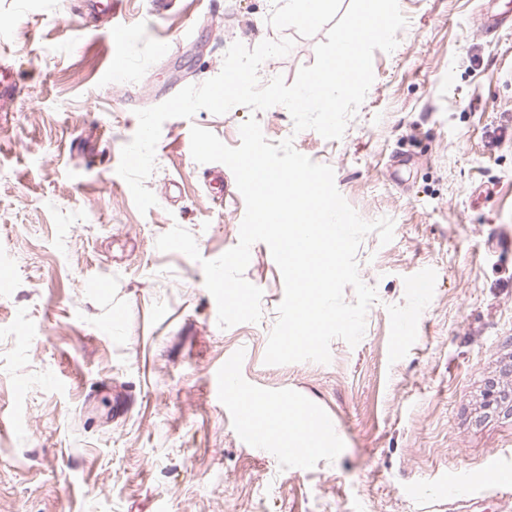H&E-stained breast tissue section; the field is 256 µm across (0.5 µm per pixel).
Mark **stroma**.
<instances>
[{"label": "stroma", "mask_w": 512, "mask_h": 512, "mask_svg": "<svg viewBox=\"0 0 512 512\" xmlns=\"http://www.w3.org/2000/svg\"><path fill=\"white\" fill-rule=\"evenodd\" d=\"M198 2L154 18L150 0H0L19 87L0 112V512H512L493 477L512 470V409L486 406L490 380L512 389V253L496 249L512 237V140L485 147L512 124V0H399L408 24L375 51L340 139L294 132L281 105L167 120L142 214L116 173L136 110L219 74L237 41L294 39L259 70L293 83L350 0L310 26L289 0H209L205 22ZM490 15L507 21L484 28ZM252 117L332 167L363 219L394 222L390 243L371 233L357 252L378 292L365 334L333 340L327 364H265L284 297L265 243L244 271L262 319L227 329L200 261L156 248L176 225L202 259L237 244L244 199L228 166L193 160L190 128L236 147ZM228 358L253 391L328 418L338 452L244 446L215 395ZM451 482L461 494L442 493Z\"/></svg>", "instance_id": "obj_1"}]
</instances>
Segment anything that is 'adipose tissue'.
I'll return each mask as SVG.
<instances>
[{
	"label": "adipose tissue",
	"mask_w": 512,
	"mask_h": 512,
	"mask_svg": "<svg viewBox=\"0 0 512 512\" xmlns=\"http://www.w3.org/2000/svg\"><path fill=\"white\" fill-rule=\"evenodd\" d=\"M252 403L255 423L266 428L268 419H280L281 424L272 438L278 443L288 444L296 455L313 457L322 454L323 447L316 438L314 411L297 400L281 401L263 395H253Z\"/></svg>",
	"instance_id": "1"
}]
</instances>
